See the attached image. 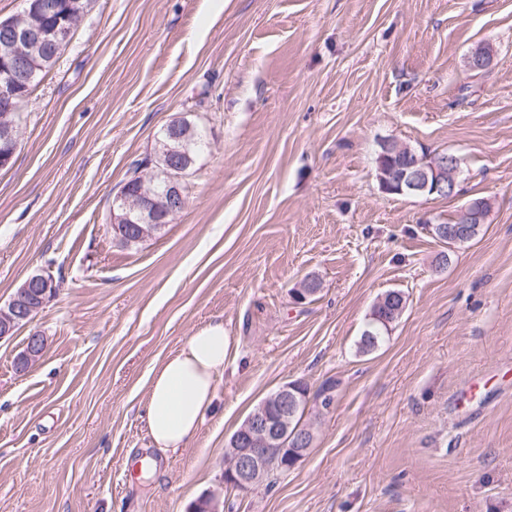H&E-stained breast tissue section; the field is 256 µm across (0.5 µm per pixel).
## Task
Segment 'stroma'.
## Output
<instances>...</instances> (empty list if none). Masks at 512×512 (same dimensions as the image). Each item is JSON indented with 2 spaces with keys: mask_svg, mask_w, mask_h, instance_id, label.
<instances>
[{
  "mask_svg": "<svg viewBox=\"0 0 512 512\" xmlns=\"http://www.w3.org/2000/svg\"><path fill=\"white\" fill-rule=\"evenodd\" d=\"M179 114L208 142L188 205L123 248L112 191ZM386 140L454 153L459 194L381 192ZM475 197L485 232L438 269L428 225ZM41 271L56 297L0 340V512H188L296 380L336 384L314 448L224 512H512V0H90L0 169V307ZM391 289L407 308L360 353ZM219 320L196 437L136 472L152 371ZM406 307V299H404V310ZM403 310V312H404ZM402 312V314H403ZM402 314H397L396 316L389 319L391 321L390 325L387 326L383 321L382 318L386 316L389 317V314L386 313L380 309L379 312L375 310V307H373L370 318L368 322L366 323V327L363 330L360 341H359V349L363 353L370 352L374 350L379 343L382 341L383 337L389 333V330L391 329L392 324L397 322Z\"/></svg>",
  "mask_w": 512,
  "mask_h": 512,
  "instance_id": "stroma-1",
  "label": "stroma"
}]
</instances>
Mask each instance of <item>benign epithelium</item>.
<instances>
[{
	"mask_svg": "<svg viewBox=\"0 0 512 512\" xmlns=\"http://www.w3.org/2000/svg\"><path fill=\"white\" fill-rule=\"evenodd\" d=\"M75 22L64 18L52 28L34 23L7 20L0 23V39L12 45V51L0 56V141L11 147L0 151V168L7 167L18 144L19 123L16 114L20 108L17 87L27 81L37 69L36 52L62 51L69 43ZM492 53L474 49L467 66L489 69ZM195 125L184 116L173 118L164 128L168 143L161 151L159 161L149 160L142 166L143 173L137 193L122 187L112 194V224L136 222L141 235L172 223L185 208L188 181L195 167L189 140ZM453 154L407 159L403 165L383 174L384 188L399 185V192L414 195L425 193L453 196L459 169ZM46 301L31 304L26 296L14 298L9 309L0 312V339L14 335L22 321H31L33 314ZM278 404L281 416L271 418L267 413L268 400L260 402L238 428L237 434L224 448V489L240 494L248 493L255 485L268 481L277 473L295 468L307 458L313 444L312 431L290 430L288 407L295 404V395L285 383L271 397ZM224 502L215 493L201 495L190 512H222Z\"/></svg>",
	"mask_w": 512,
	"mask_h": 512,
	"instance_id": "1",
	"label": "benign epithelium"
}]
</instances>
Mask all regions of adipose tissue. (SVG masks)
Masks as SVG:
<instances>
[{"instance_id": "adipose-tissue-1", "label": "adipose tissue", "mask_w": 512, "mask_h": 512, "mask_svg": "<svg viewBox=\"0 0 512 512\" xmlns=\"http://www.w3.org/2000/svg\"><path fill=\"white\" fill-rule=\"evenodd\" d=\"M225 353L224 325L214 322L189 336L181 349L153 372L146 426L153 448L161 455L176 452L196 435L213 403Z\"/></svg>"}]
</instances>
